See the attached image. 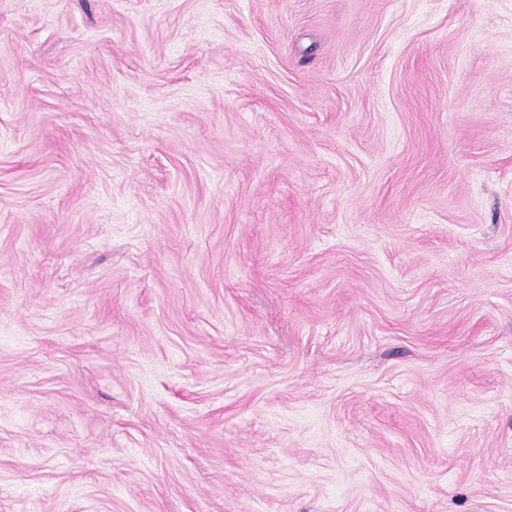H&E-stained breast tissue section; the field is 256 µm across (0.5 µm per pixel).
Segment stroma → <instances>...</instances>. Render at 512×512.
<instances>
[{
	"mask_svg": "<svg viewBox=\"0 0 512 512\" xmlns=\"http://www.w3.org/2000/svg\"><path fill=\"white\" fill-rule=\"evenodd\" d=\"M0 512H512V0H0Z\"/></svg>",
	"mask_w": 512,
	"mask_h": 512,
	"instance_id": "1",
	"label": "stroma"
}]
</instances>
